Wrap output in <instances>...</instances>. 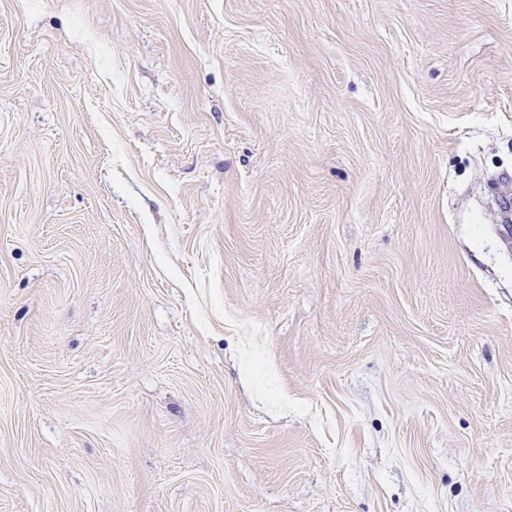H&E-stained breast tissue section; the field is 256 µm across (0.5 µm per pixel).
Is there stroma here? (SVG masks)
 Here are the masks:
<instances>
[{
	"mask_svg": "<svg viewBox=\"0 0 512 512\" xmlns=\"http://www.w3.org/2000/svg\"><path fill=\"white\" fill-rule=\"evenodd\" d=\"M512 0H0V512H512Z\"/></svg>",
	"mask_w": 512,
	"mask_h": 512,
	"instance_id": "obj_1",
	"label": "stroma"
}]
</instances>
